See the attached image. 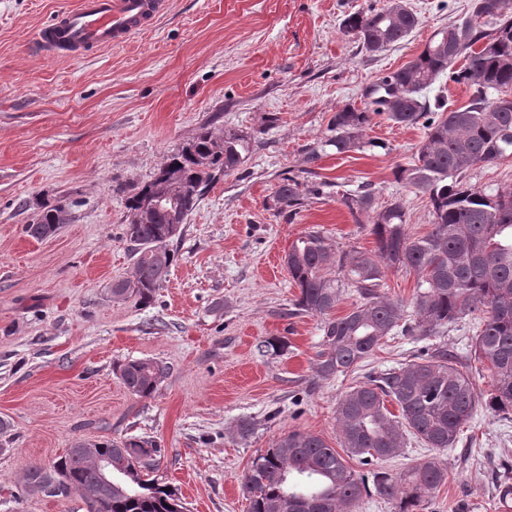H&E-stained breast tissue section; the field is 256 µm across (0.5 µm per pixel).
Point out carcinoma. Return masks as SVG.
<instances>
[{"instance_id": "1", "label": "carcinoma", "mask_w": 512, "mask_h": 512, "mask_svg": "<svg viewBox=\"0 0 512 512\" xmlns=\"http://www.w3.org/2000/svg\"><path fill=\"white\" fill-rule=\"evenodd\" d=\"M480 19L490 20L492 29L481 28ZM417 25L413 12L387 0L379 10L347 15L342 29L377 54ZM451 44L455 57L465 60L459 70L448 61ZM442 78L472 89L469 105L449 110L440 96L429 97ZM506 88L512 90V16L504 13V0H471L468 18L439 30L412 60L379 77L363 107L339 109L325 141L338 154L371 145L362 141V131L375 115L405 126L422 123L426 132L416 159L398 166L395 178L428 196L431 231L410 235L403 202L396 199L377 211L374 193L366 190L344 197V203L352 214L370 218L374 252H336L320 231L310 230L297 237L286 258L298 288L292 314L322 318L326 348L318 355L319 376L356 371L387 336H437L467 321L474 331L471 357L490 372L491 392L479 391L466 366L444 346L371 374L337 403L344 453L313 433L288 432L245 474L249 512H356L373 492L393 512H423L425 496L447 482L448 469L436 456L402 473L383 469L405 435L440 451L455 446L478 410L512 415V191L486 192L464 181L473 166L512 156V96L500 95ZM253 143L248 132L205 123L127 198L133 274L112 286L113 298L134 296L144 306L154 301L174 261L170 244L207 187L245 163ZM302 200L300 182L283 177L273 197L277 213L297 214ZM64 214L63 204L42 206L26 225L28 236L55 235ZM399 268L417 276L409 310L380 291L386 270ZM346 288L356 289L359 304L329 317ZM166 373L153 359L119 368L123 385L139 398L153 396ZM389 402L398 412L389 410ZM157 453V444L145 438L76 442L51 466L30 467L23 486L30 495L56 501L78 492L88 512H180L176 493L148 478L151 465L143 459ZM98 457L112 459L110 488L103 484ZM348 457L369 469L372 480L349 466Z\"/></svg>"}]
</instances>
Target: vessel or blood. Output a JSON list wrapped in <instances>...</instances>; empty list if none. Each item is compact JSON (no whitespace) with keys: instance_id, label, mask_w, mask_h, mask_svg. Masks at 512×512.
I'll list each match as a JSON object with an SVG mask.
<instances>
[{"instance_id":"1","label":"vessel or blood","mask_w":512,"mask_h":512,"mask_svg":"<svg viewBox=\"0 0 512 512\" xmlns=\"http://www.w3.org/2000/svg\"><path fill=\"white\" fill-rule=\"evenodd\" d=\"M166 0H79L56 14L38 34L42 49L77 57L91 49L121 44L154 25Z\"/></svg>"}]
</instances>
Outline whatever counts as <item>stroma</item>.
Segmentation results:
<instances>
[{
	"label": "stroma",
	"mask_w": 512,
	"mask_h": 512,
	"mask_svg": "<svg viewBox=\"0 0 512 512\" xmlns=\"http://www.w3.org/2000/svg\"><path fill=\"white\" fill-rule=\"evenodd\" d=\"M386 0H167L154 27L128 43L80 57L42 51L36 38L77 0H0V512H87L63 501L12 498L26 470L77 441L151 438L153 473L184 512H246L244 474L292 430L338 446L336 405L369 372L445 346L468 364L478 390L488 371L471 360L472 331L459 324L428 339H388L355 373L323 378L320 319L291 315L298 293L284 264L304 231L324 232L339 252H373L368 216L344 195L371 186L376 207L399 199L407 230L432 228L425 196L403 187L422 125L382 116L365 148L327 147L335 112L362 106L382 74L419 53L430 36L465 17L469 0H407L419 23L375 55L345 34L342 19ZM277 114L266 126L267 114ZM211 123L255 137L253 151L198 201L173 244L175 258L151 305L113 298L130 276L126 200L170 154ZM305 187L296 215L277 213L283 177ZM64 203L68 220L37 241L24 227L38 204ZM281 338L284 350L264 348ZM154 359L169 373L138 398L118 367ZM253 425L248 436L237 426ZM448 480L424 512H504L512 420L477 412L442 451Z\"/></svg>",
	"instance_id": "1"
}]
</instances>
